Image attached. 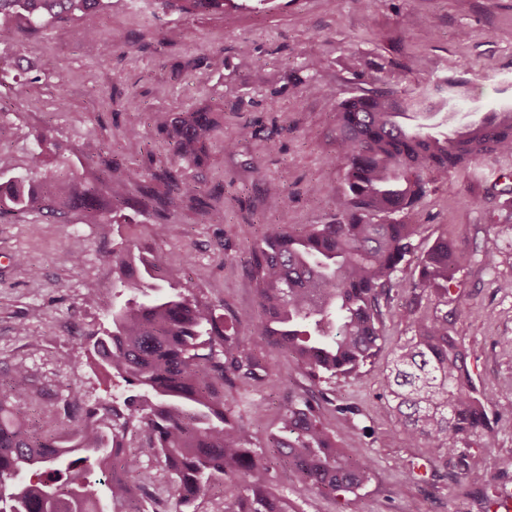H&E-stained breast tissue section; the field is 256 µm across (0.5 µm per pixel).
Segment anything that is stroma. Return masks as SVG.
<instances>
[{
    "label": "stroma",
    "instance_id": "stroma-1",
    "mask_svg": "<svg viewBox=\"0 0 512 512\" xmlns=\"http://www.w3.org/2000/svg\"><path fill=\"white\" fill-rule=\"evenodd\" d=\"M414 17L435 26H413ZM91 27L122 41L88 57ZM313 43L314 58L307 54ZM352 51L399 92L457 77L469 85L470 107L512 103V0H368L362 9L352 0H226L220 13L149 7L137 18L109 0L74 22L0 43V183L34 175L35 134L46 125L59 145L54 169L77 183L94 181L102 167L83 153L90 135L146 174L131 185V206L115 223L86 224L75 210L51 217L0 208V381L15 366L26 368L30 381L17 405L33 429L70 430L117 389L86 350L87 336L109 323L106 307L84 301L89 283L111 296L114 248L134 241L162 268L177 259L183 286L229 316L255 305L250 250L280 212L294 225L330 219L344 187L334 163L336 104L368 87L345 65ZM307 83L316 93H304ZM201 105L222 113L225 138L234 141L229 149L213 141L203 171L177 165L158 130L165 115ZM243 124L245 138L237 135ZM259 169L265 180H257ZM165 170L201 180L207 209L166 196L155 179ZM405 220L418 234L398 279L417 276L441 235L465 254L450 287L448 324L476 385L494 394L493 435L461 440L456 452L435 459L385 412L383 368L412 334L395 315L398 300L383 305V348L355 378L312 377L252 337L274 377L253 383L236 408L254 446L276 431L288 392L311 393L326 423L349 421L345 452L373 469L363 489L332 497L274 465L271 489L287 496L292 512H412L416 505L491 512L493 499L512 494V294L501 288L512 280V156H485L449 174ZM158 224L164 237L154 232ZM468 464L485 472L482 483L461 478Z\"/></svg>",
    "mask_w": 512,
    "mask_h": 512
}]
</instances>
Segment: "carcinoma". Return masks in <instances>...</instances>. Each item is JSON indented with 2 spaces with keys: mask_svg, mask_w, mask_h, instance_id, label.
<instances>
[{
  "mask_svg": "<svg viewBox=\"0 0 512 512\" xmlns=\"http://www.w3.org/2000/svg\"><path fill=\"white\" fill-rule=\"evenodd\" d=\"M179 1L186 12L224 11V0H153L161 9ZM104 0H0V18H16L31 29L67 23L95 11ZM342 99L336 108L335 161L344 190L336 213L324 224L297 228L288 204L270 231L252 247L256 308L238 313L254 336L293 358L316 376L355 377L381 350V298L401 294L400 317L412 321L413 336L397 344L385 378L391 412L404 432L442 457L459 439L487 433L494 397L481 391L468 369L462 341L448 331V313H419L422 299L448 304L449 287L464 259L448 236L437 238L403 286L395 273L414 250L418 234L399 214L412 209L435 181L466 168L485 154L512 155V108L501 107L463 121L448 133H433L440 112H458L464 83L445 80V96L431 89L400 95L377 86ZM221 130L204 108L179 112L166 125L169 150L196 168L205 166L207 144ZM34 167L51 149L50 128L36 134ZM108 192L95 186L78 192L65 175L21 178L6 187L5 203L22 212L60 214L80 208L88 224L127 208L129 186L143 173L107 159ZM166 193L203 208L198 181L169 171L154 175ZM132 241L112 250L110 328L87 337L98 364L125 383L122 393L89 410L92 422L65 437H38L16 405L28 374L14 369L0 386V512H191L215 483L239 480L224 512H288V498L269 490L272 464H288L296 483L327 495L354 494L372 473L347 457L339 437L350 436L343 420L327 427L305 398L288 395L279 431L264 449L251 447L246 426L232 404L251 383L268 376L261 360L218 314L219 306L180 291L173 268L142 260L133 286ZM141 445L125 454L128 433ZM97 468L103 480L88 479ZM162 486L165 509L149 488Z\"/></svg>",
  "mask_w": 512,
  "mask_h": 512,
  "instance_id": "obj_1",
  "label": "carcinoma"
}]
</instances>
